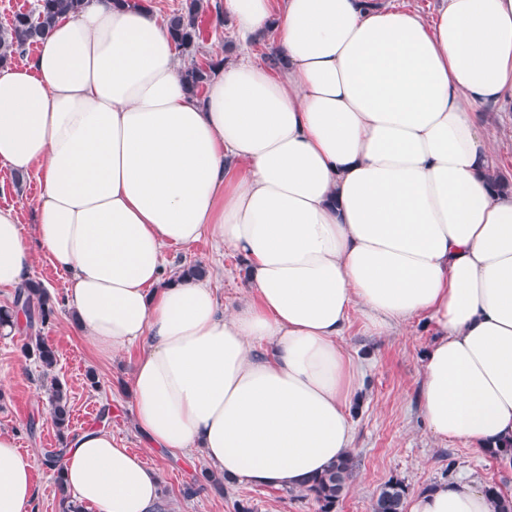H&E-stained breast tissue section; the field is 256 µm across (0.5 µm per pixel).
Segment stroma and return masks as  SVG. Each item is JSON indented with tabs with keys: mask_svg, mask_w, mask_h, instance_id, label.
<instances>
[{
	"mask_svg": "<svg viewBox=\"0 0 512 512\" xmlns=\"http://www.w3.org/2000/svg\"><path fill=\"white\" fill-rule=\"evenodd\" d=\"M223 0H208L200 17L201 37L197 61L232 57L233 27L224 17ZM478 118L496 143V166L512 173V108L489 105ZM39 193L35 175L17 178L0 164V208L13 209L30 246L38 244L34 209ZM199 263L210 275L220 301L236 304L247 293L242 260L216 249L206 239L169 250L168 269ZM34 279L47 287L56 313L42 330L56 352V372L67 384L71 405V433L89 427L109 430L120 446L141 453L147 465L159 471L160 491L171 501V512H237L238 501L250 502L255 512H317L311 498H301L284 487H260L244 481L225 480L223 492L205 488L193 498L182 495L186 483L205 468L201 456L174 457L146 447L134 422L125 391L138 357L137 349L98 357L88 340L72 325L63 275L37 252ZM434 330L428 320L417 318L388 335L370 331L361 319H353L344 345L362 366L360 392L351 408L352 452L358 460L356 477L340 499L336 512H372L379 488L397 478L416 494L434 483L467 475L479 486H496L512 496V460L496 458L455 440L440 441L426 430L420 409L419 382ZM26 332L0 337V431L14 433L24 456L34 462L37 497L32 512H59L54 473L43 461V451L58 447L50 419L51 404L42 386L40 369L25 359ZM95 381H88L87 371Z\"/></svg>",
	"mask_w": 512,
	"mask_h": 512,
	"instance_id": "1",
	"label": "stroma"
}]
</instances>
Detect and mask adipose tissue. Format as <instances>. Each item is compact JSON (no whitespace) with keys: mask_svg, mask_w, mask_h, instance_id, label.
I'll use <instances>...</instances> for the list:
<instances>
[{"mask_svg":"<svg viewBox=\"0 0 512 512\" xmlns=\"http://www.w3.org/2000/svg\"><path fill=\"white\" fill-rule=\"evenodd\" d=\"M240 49L202 97L148 0H83L0 70V163L37 173L35 233L71 321L103 357L140 348L128 388L151 447L224 477L292 487L350 453L354 317L435 328L420 381L429 431L512 440V192L488 178L479 106L512 104V0H441L432 20L377 0H224ZM286 66L275 72L252 49ZM209 239L249 295L165 273ZM35 255L0 208V289ZM89 512H157L158 476L111 432L60 464ZM33 466L0 431V512H29ZM407 512H494L473 480Z\"/></svg>","mask_w":512,"mask_h":512,"instance_id":"adipose-tissue-1","label":"adipose tissue"}]
</instances>
